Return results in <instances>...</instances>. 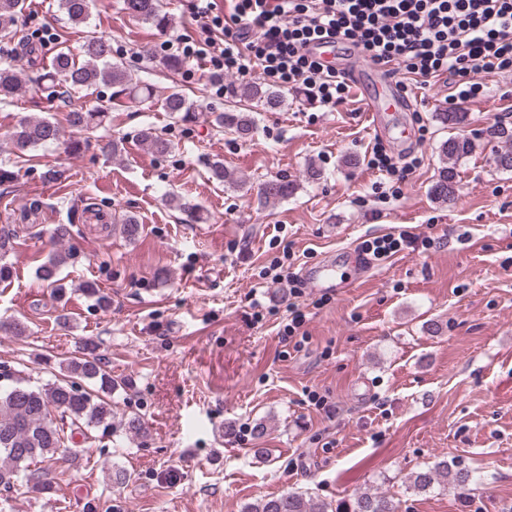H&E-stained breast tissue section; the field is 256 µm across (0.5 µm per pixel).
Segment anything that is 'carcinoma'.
<instances>
[{"label":"carcinoma","mask_w":512,"mask_h":512,"mask_svg":"<svg viewBox=\"0 0 512 512\" xmlns=\"http://www.w3.org/2000/svg\"><path fill=\"white\" fill-rule=\"evenodd\" d=\"M92 0H60L69 20L75 25L87 22ZM23 0H0V38L16 39L29 59L38 58L36 49L27 39L19 36L18 15ZM124 10L138 21L150 23L163 29L170 24L169 16L163 12L161 0H124ZM51 86L60 82L74 91L111 90L107 97H98L92 109L71 110L66 113L67 125L75 130H88L102 124L114 104L148 102L167 112L175 122H190L195 117L197 105L181 88L173 86L168 93L156 98L152 88L123 62L112 60V44L98 36L85 37L80 54L61 52L52 61L46 76ZM22 85V74L16 68L0 66V101L13 97ZM242 97L256 100L267 109H276L284 103L283 94L271 87L253 83L245 87ZM215 127L222 132L248 135L253 130L252 117L236 110L214 113ZM63 135L59 122L49 118H25L11 133L13 146L26 151L58 141ZM140 142L156 154H165L171 142L153 127L138 133ZM470 137L457 134L440 144L441 156L447 161L432 186L435 198L445 202L456 195L454 167L450 162L464 158L474 151ZM293 184L286 179L274 178L259 186V197L266 201L288 198ZM77 253L71 249L57 251L38 268L40 280L61 291L64 285L57 279L60 267L75 260ZM97 346L87 344L83 356L67 365L70 378L41 387L16 383L0 387V490L8 491L22 483L40 492L52 487V483L40 479L48 471L46 465L65 442L78 433L84 440L92 438L90 431L112 428V406L85 389L77 387L75 379L92 380L103 393H112L115 381L104 369L96 354ZM60 413V423L51 418V412ZM41 463L43 467L31 471L29 466ZM481 480L477 471L463 465L461 461L446 458L433 465L413 471L405 477L406 489L427 492L434 487H444L466 495L471 486ZM399 504L386 492L368 488L349 501L333 506L315 496L296 491L261 498L248 504L244 512H398Z\"/></svg>","instance_id":"cac0c4a2"}]
</instances>
